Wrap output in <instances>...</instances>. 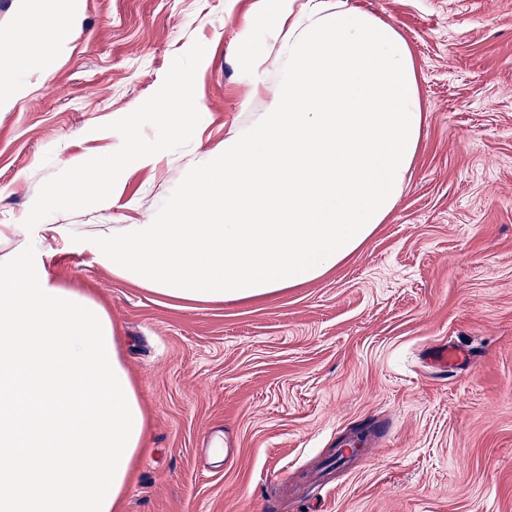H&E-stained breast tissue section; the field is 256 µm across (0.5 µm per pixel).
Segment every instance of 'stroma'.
<instances>
[{"mask_svg":"<svg viewBox=\"0 0 512 512\" xmlns=\"http://www.w3.org/2000/svg\"><path fill=\"white\" fill-rule=\"evenodd\" d=\"M349 3L410 48L420 150L387 223L267 299L170 301L113 277L88 230L166 213L225 134L267 111L288 30L243 44L258 0H82L50 79L20 72L34 90L0 112V255L89 293L126 339L148 428L122 512H512V0ZM177 81L200 110L171 140L152 106ZM76 161L114 179L108 199L55 197ZM440 341L475 364L424 368ZM363 424L370 454L322 474Z\"/></svg>","mask_w":512,"mask_h":512,"instance_id":"35a3bbf8","label":"stroma"}]
</instances>
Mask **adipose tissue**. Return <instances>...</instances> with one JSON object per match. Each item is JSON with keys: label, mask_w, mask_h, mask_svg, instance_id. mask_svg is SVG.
<instances>
[{"label": "adipose tissue", "mask_w": 512, "mask_h": 512, "mask_svg": "<svg viewBox=\"0 0 512 512\" xmlns=\"http://www.w3.org/2000/svg\"><path fill=\"white\" fill-rule=\"evenodd\" d=\"M264 2L268 27L288 25L286 81L162 219L97 238L113 276L186 304L262 299L320 278L396 208L423 123L407 43L347 0ZM78 5L26 0L0 112L29 93L11 72L67 53ZM197 109L177 88L154 105L173 137ZM145 429L103 307L0 260V512H121Z\"/></svg>", "instance_id": "obj_1"}]
</instances>
